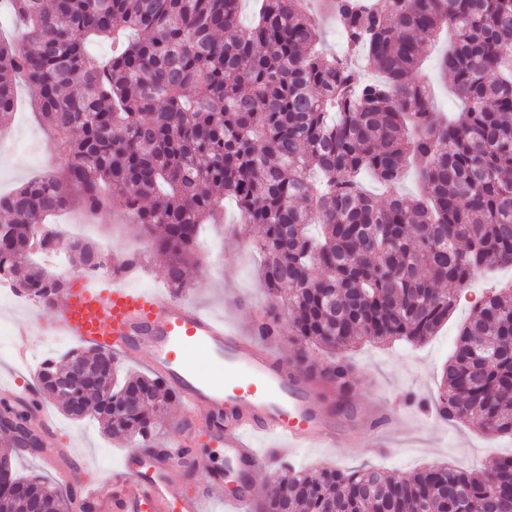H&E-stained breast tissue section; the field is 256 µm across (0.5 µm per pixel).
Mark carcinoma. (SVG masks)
Listing matches in <instances>:
<instances>
[{"label": "carcinoma", "instance_id": "cac0c4a2", "mask_svg": "<svg viewBox=\"0 0 512 512\" xmlns=\"http://www.w3.org/2000/svg\"><path fill=\"white\" fill-rule=\"evenodd\" d=\"M0 0L27 26L21 45L0 37V123L15 111L18 78L34 93L64 164L0 195V268L18 294L50 306L59 277L32 259L55 254L64 232L49 219L73 204L97 214L120 196L137 230L166 257L167 287H189L201 224L224 198L260 231V279L271 299L256 333L278 337L291 316L292 367L335 391L342 409L362 342H423L461 292L492 265H512V0H329L345 38L317 50L301 0ZM453 36L440 70L464 101L434 112L415 78L424 46ZM112 45L90 54L86 42ZM366 63L378 80L363 83ZM420 182L401 194L406 172ZM370 175L386 192L364 188ZM321 226V235L306 228ZM82 271L100 249L71 240ZM512 287L477 301L440 380L436 410L512 437ZM91 378L67 384L73 365ZM117 358L71 350L37 372L39 394L106 433L155 447L156 414L176 395L159 379L114 377ZM139 393L138 405L126 394ZM31 410L5 406L19 428ZM14 479L0 512H85L74 492L39 475ZM253 512H512V454L488 470L431 464L407 477L374 469L282 470Z\"/></svg>", "mask_w": 512, "mask_h": 512}]
</instances>
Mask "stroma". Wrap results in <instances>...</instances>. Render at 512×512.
I'll return each instance as SVG.
<instances>
[{
	"mask_svg": "<svg viewBox=\"0 0 512 512\" xmlns=\"http://www.w3.org/2000/svg\"><path fill=\"white\" fill-rule=\"evenodd\" d=\"M447 34L424 49L422 79L435 87V109L450 112L458 102L437 68V60L447 45ZM32 92L21 87L17 108L8 126L10 133L26 146L0 158V193L9 192L49 167L59 165L53 155V135L30 104ZM238 213L233 201H225L224 211L215 223L204 225L199 233L197 263L188 273L190 301L202 310L224 317L244 332H251L256 313L263 310L267 297L257 277L259 256L251 235L235 231ZM134 218L120 199H111L92 220L91 239L102 251L134 252L145 264L132 282L136 288L164 287V260L148 239L132 230ZM506 267L498 266L478 276L462 294L456 309L439 332L421 344L403 341L385 345L366 342L353 348L349 357L355 366L351 378L350 401L358 409H382L389 413V425L371 437L370 447L329 448L317 445L296 451L290 462L300 469L354 470L371 466L397 476H407L432 462H443L463 470L490 467L497 457L512 454V438L490 436L478 421L435 422L431 413L439 394L443 367L452 353L461 327L472 307L490 287L504 282ZM54 310L32 317L28 303L0 299V372L12 370V342L18 323L32 321L38 334L33 348H75L76 342L57 335ZM46 410L55 418L54 442L89 456L91 469L81 473L84 481L121 466L133 439L114 438L92 421L78 422L67 417L54 401Z\"/></svg>",
	"mask_w": 512,
	"mask_h": 512,
	"instance_id": "1",
	"label": "stroma"
}]
</instances>
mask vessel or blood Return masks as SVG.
<instances>
[{
  "instance_id": "vessel-or-blood-1",
  "label": "vessel or blood",
  "mask_w": 512,
  "mask_h": 512,
  "mask_svg": "<svg viewBox=\"0 0 512 512\" xmlns=\"http://www.w3.org/2000/svg\"><path fill=\"white\" fill-rule=\"evenodd\" d=\"M135 266L113 274L111 286L87 280L67 289L57 310L60 333L125 357H146L157 375L179 395L183 424L168 446L144 454L130 452L122 468L106 477L80 485L84 501L98 512H203L211 485L224 482L222 469L210 467L206 458L191 454L198 429L194 417L207 409V433L215 447L244 470L246 489L232 497L235 512H246L255 483L270 463L249 438L278 442L279 457L315 443L367 445L373 429L386 416L370 411L359 423L340 428L305 394L308 381L292 372L271 350L268 342L242 335L235 327L204 312L172 291L130 287L138 277ZM31 324L15 331L14 361L30 357ZM211 359L215 375L199 372L194 355ZM0 402L35 409L34 432L48 441L55 430L50 415L38 406L35 386L0 379ZM45 464L55 470L85 469L87 462L71 448L47 449ZM209 469L210 485L183 494L173 487V477L183 463Z\"/></svg>"
}]
</instances>
